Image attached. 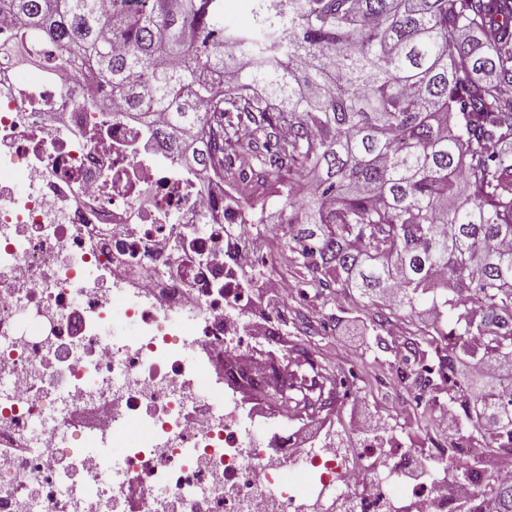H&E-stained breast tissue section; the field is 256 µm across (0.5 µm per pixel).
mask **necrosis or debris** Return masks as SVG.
Segmentation results:
<instances>
[{
    "mask_svg": "<svg viewBox=\"0 0 512 512\" xmlns=\"http://www.w3.org/2000/svg\"><path fill=\"white\" fill-rule=\"evenodd\" d=\"M0 65V512H299L320 485L347 512H452L481 478L431 476L456 443L363 456L269 454L243 438L236 396L208 374L238 365L249 329L226 282L246 253L205 211L258 194L204 184L135 121L87 111L71 69ZM122 458L107 463L110 447Z\"/></svg>",
    "mask_w": 512,
    "mask_h": 512,
    "instance_id": "obj_1",
    "label": "necrosis or debris"
}]
</instances>
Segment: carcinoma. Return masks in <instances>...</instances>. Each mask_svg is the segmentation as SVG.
Segmentation results:
<instances>
[{
    "mask_svg": "<svg viewBox=\"0 0 512 512\" xmlns=\"http://www.w3.org/2000/svg\"><path fill=\"white\" fill-rule=\"evenodd\" d=\"M253 27L224 28V0H0L13 20L0 56L43 57L88 79L100 112L119 99L166 153L205 178L247 132L244 166L297 207L288 248L322 287L421 312L431 330L400 360L434 385L489 447L512 451V0H256ZM167 114L152 124L153 113ZM317 187L301 199L296 178ZM241 268L237 288L265 277ZM463 295L479 300L461 304ZM243 393L283 414L324 411L337 378L308 350ZM492 366L471 379L462 366ZM455 512H512V484L484 478Z\"/></svg>",
    "mask_w": 512,
    "mask_h": 512,
    "instance_id": "cac0c4a2",
    "label": "carcinoma"
}]
</instances>
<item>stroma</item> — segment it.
Segmentation results:
<instances>
[{
  "label": "stroma",
  "mask_w": 512,
  "mask_h": 512,
  "mask_svg": "<svg viewBox=\"0 0 512 512\" xmlns=\"http://www.w3.org/2000/svg\"><path fill=\"white\" fill-rule=\"evenodd\" d=\"M267 192L253 202L252 210L263 211L265 224L247 226L246 246L252 262L272 265L269 277L275 278L281 292L269 298L270 312L284 314L287 333L282 337H254L252 348L282 356L296 350H308L338 374H355L354 392L362 398L361 409L377 425L393 426L395 441L407 448H428L447 442L448 430L442 429L438 412L420 418L413 394L397 384L391 354L404 338L423 331L417 317L392 315L385 327H377L369 316L359 312L360 299L355 292L323 288L305 283L303 273L288 253L286 237L273 238L265 233L266 224L282 223L280 186L267 180ZM353 411L346 399H339L332 411L316 417L300 436V450L323 441L326 433L344 435V445L359 448L360 439L349 435L347 423Z\"/></svg>",
  "instance_id": "stroma-1"
}]
</instances>
